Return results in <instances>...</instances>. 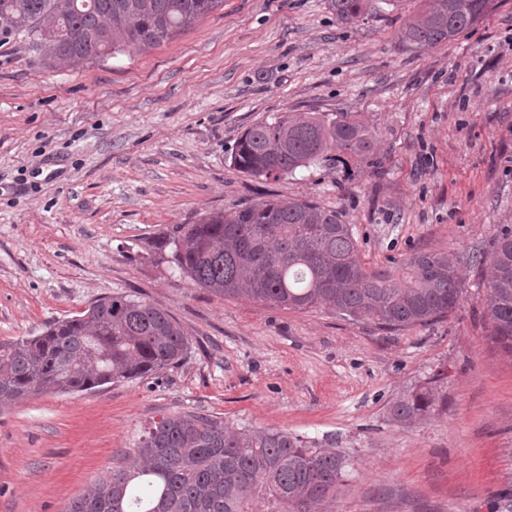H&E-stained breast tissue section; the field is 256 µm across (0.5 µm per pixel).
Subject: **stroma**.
<instances>
[{"mask_svg": "<svg viewBox=\"0 0 512 512\" xmlns=\"http://www.w3.org/2000/svg\"><path fill=\"white\" fill-rule=\"evenodd\" d=\"M419 9L401 0L342 25L328 0H224L154 49L74 70L24 40L0 46V342L128 294L190 344L177 367L1 411L0 512H62L175 413L336 449L350 467L329 512H503L512 356L489 339L472 258L512 226V0L421 51L401 40ZM281 112L361 113L381 164L238 171L240 136ZM269 200L339 212L371 268L463 255L459 307L383 331L211 294L155 248L205 213ZM423 385L447 408L393 421Z\"/></svg>", "mask_w": 512, "mask_h": 512, "instance_id": "stroma-1", "label": "stroma"}]
</instances>
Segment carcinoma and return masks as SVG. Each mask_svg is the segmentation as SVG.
Segmentation results:
<instances>
[{"mask_svg": "<svg viewBox=\"0 0 512 512\" xmlns=\"http://www.w3.org/2000/svg\"><path fill=\"white\" fill-rule=\"evenodd\" d=\"M222 0H0V37L25 34L51 69H75L125 50H147L193 26ZM340 24L398 0H328ZM498 0H424L404 31L414 50L450 40L485 18ZM254 178L278 179L317 164L379 163L374 135L357 112L288 113L245 130L231 157ZM193 284L217 296L273 307L331 308L381 330L427 325L453 313L463 293L462 257L417 253L399 271L369 269L341 216L314 202L266 201L209 212L155 245ZM486 272L490 338L512 354V227L503 226ZM189 340L164 309L131 295L91 303L39 336L0 342V411L34 396L94 392L106 384L173 367ZM421 386L398 399L392 417L410 424L436 411ZM139 463H116L64 512H324L336 499L346 460L287 433L232 431L224 419L178 413L154 420L139 438Z\"/></svg>", "mask_w": 512, "mask_h": 512, "instance_id": "carcinoma-1", "label": "carcinoma"}]
</instances>
